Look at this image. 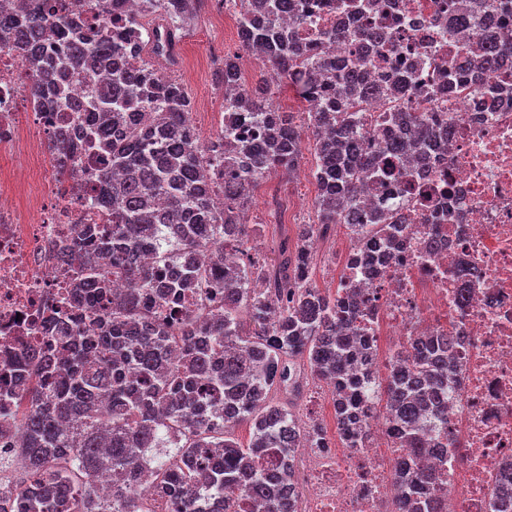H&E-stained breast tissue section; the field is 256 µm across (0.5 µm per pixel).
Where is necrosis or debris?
<instances>
[{
    "label": "necrosis or debris",
    "mask_w": 512,
    "mask_h": 512,
    "mask_svg": "<svg viewBox=\"0 0 512 512\" xmlns=\"http://www.w3.org/2000/svg\"><path fill=\"white\" fill-rule=\"evenodd\" d=\"M383 20L396 52L375 57L406 92L359 103L371 139L402 134L392 115L408 111L432 120L436 146L404 158L401 183L362 175L367 210L394 214L396 243L376 268L350 264L360 242L348 225L333 224L336 263L325 279L363 291L358 320L371 347V373L380 376L399 352L437 336L454 337L456 376L448 389L447 432L430 436L427 464L439 476L428 488L443 512H512V87L477 94L473 85H442L440 76L478 43L479 30L448 23L447 0H385L382 12L357 13L336 0L315 11L311 25L346 31L343 41H321L325 54L346 58L364 51L361 35ZM24 59L0 49V157L19 152L26 179L0 165V378L13 383L0 417V445L10 446L15 419L26 405L17 360L29 343H49L66 323L76 274L51 254L55 240L75 225L102 223L97 182L87 159L72 176L48 150L53 134L80 135L69 118L46 119L25 91ZM296 422L307 435L292 467L301 512H402L406 488L397 463L410 453L381 409L369 412L359 449L344 446L334 416L315 405L330 389L306 376L288 383Z\"/></svg>",
    "instance_id": "4bbe7bcc"
}]
</instances>
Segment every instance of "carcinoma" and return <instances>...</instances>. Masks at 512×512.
<instances>
[{"instance_id": "obj_1", "label": "carcinoma", "mask_w": 512, "mask_h": 512, "mask_svg": "<svg viewBox=\"0 0 512 512\" xmlns=\"http://www.w3.org/2000/svg\"><path fill=\"white\" fill-rule=\"evenodd\" d=\"M22 17L0 16V39L26 52L31 91L53 104L64 81L78 74L85 100L67 107L82 113L86 141H53L60 159H76L100 140L101 205H111V223L78 225L66 257L81 274L79 302L63 335L22 359L41 377L22 413L15 447L22 449L14 483L24 493L0 495V512H150L155 504L136 489L142 472L178 508L203 512L211 496L237 494L252 512H296L281 493L301 440L293 411L278 398L285 367L299 360L333 391L337 421L347 448L358 447L357 415L367 402L364 383L369 341L347 334L357 318L355 302L341 291L320 288L312 278L315 232L336 223L341 199L354 200L356 175L372 169L383 180L402 176L394 163L368 151L355 131L353 98L385 92L384 76L367 60L336 61L301 41L283 23L304 21L332 0H239L241 39L269 68L270 80L250 95L224 100L238 121L262 124L265 136L235 147L236 180L224 181V134L204 145L190 115L193 102L173 78L177 43L203 0H96L98 26L76 23L83 0L61 12L59 0H19ZM448 4L450 24L467 23V12L496 13L512 0H468L464 10ZM156 15L152 57L137 40L140 18ZM512 15L503 33L483 43L482 54L463 58L448 77L473 78L512 54ZM236 57L225 56L219 81L231 92ZM286 79L298 96L315 104L308 126L320 132L313 144L315 179L324 190L316 202L318 225L304 224L296 242L280 239L279 259L269 266L250 260L231 268L224 254L249 256V225L242 214L261 180L291 172L302 153L303 124L273 101ZM224 193V208L213 195ZM368 212L351 205L345 222L364 228ZM204 255L203 263L192 259ZM131 284L105 301L111 283ZM206 288L214 296L196 321L185 315L184 292ZM453 337L441 336L416 353L398 357L377 379L389 400L388 424L413 449L400 464L407 479V512H439V500L423 495L430 474L417 468L432 424L443 425L441 398L448 386ZM180 353L168 358L170 346ZM247 421L245 446L233 434ZM224 462L208 471L188 466L216 452ZM274 453L285 468L273 474L250 470L260 454ZM112 485L99 495L90 477Z\"/></svg>"}]
</instances>
